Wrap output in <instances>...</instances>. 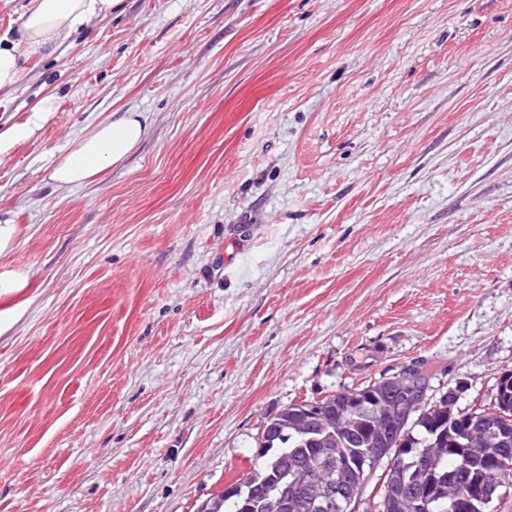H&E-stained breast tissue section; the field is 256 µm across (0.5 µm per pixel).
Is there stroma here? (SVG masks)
<instances>
[{
	"label": "stroma",
	"mask_w": 512,
	"mask_h": 512,
	"mask_svg": "<svg viewBox=\"0 0 512 512\" xmlns=\"http://www.w3.org/2000/svg\"><path fill=\"white\" fill-rule=\"evenodd\" d=\"M0 512H197L289 403L512 370V0H124L0 93ZM147 134L57 190L71 140ZM51 112H53V97L47 96L39 101L32 116L26 122L14 125L4 132L0 131V154L31 138ZM141 112H123L73 139L54 162L48 178L55 189H68L93 181L110 166L120 165L147 132Z\"/></svg>",
	"instance_id": "obj_1"
}]
</instances>
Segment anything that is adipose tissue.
Segmentation results:
<instances>
[{
	"instance_id": "obj_1",
	"label": "adipose tissue",
	"mask_w": 512,
	"mask_h": 512,
	"mask_svg": "<svg viewBox=\"0 0 512 512\" xmlns=\"http://www.w3.org/2000/svg\"><path fill=\"white\" fill-rule=\"evenodd\" d=\"M122 0H33L20 16L16 38L0 40V91L18 81L31 57L51 56L73 33L119 10ZM147 132L140 112H125L73 139L54 162L48 178L64 190L93 181L106 168L121 164Z\"/></svg>"
}]
</instances>
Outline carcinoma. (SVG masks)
I'll return each mask as SVG.
<instances>
[{"mask_svg":"<svg viewBox=\"0 0 512 512\" xmlns=\"http://www.w3.org/2000/svg\"><path fill=\"white\" fill-rule=\"evenodd\" d=\"M369 379L316 401L317 411L290 403L267 420L256 438L257 452L243 494L217 493L204 512H318L314 498L340 481L363 492L360 507L376 512H411L410 497H433L431 512H450L456 482L489 476L502 460L512 464V370L494 395L496 406L480 402L466 411L443 393L392 425L386 455L376 469L361 465L373 447L380 408L387 393ZM501 410L507 435L501 446L461 447L460 434H473L483 414Z\"/></svg>","mask_w":512,"mask_h":512,"instance_id":"1","label":"carcinoma"}]
</instances>
